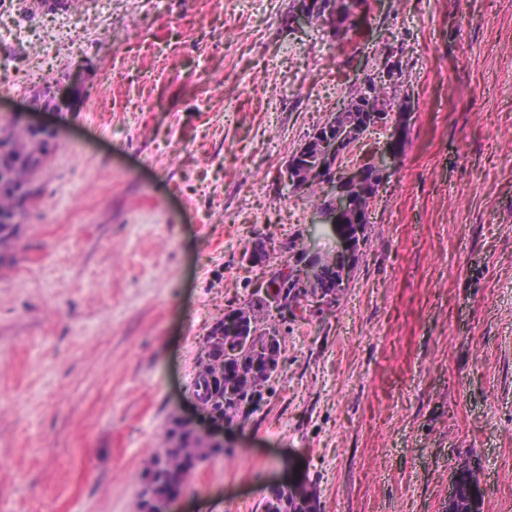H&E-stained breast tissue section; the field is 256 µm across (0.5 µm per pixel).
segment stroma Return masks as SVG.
Instances as JSON below:
<instances>
[{
  "label": "stroma",
  "mask_w": 512,
  "mask_h": 512,
  "mask_svg": "<svg viewBox=\"0 0 512 512\" xmlns=\"http://www.w3.org/2000/svg\"><path fill=\"white\" fill-rule=\"evenodd\" d=\"M292 3L0 0V127L54 135L0 250V512H140L168 422L210 426L199 339L288 242L335 253L285 167L389 58L408 115L349 285L280 324L272 395L177 504L299 475L320 512H448L468 469L512 512V0H375L352 45Z\"/></svg>",
  "instance_id": "stroma-1"
}]
</instances>
